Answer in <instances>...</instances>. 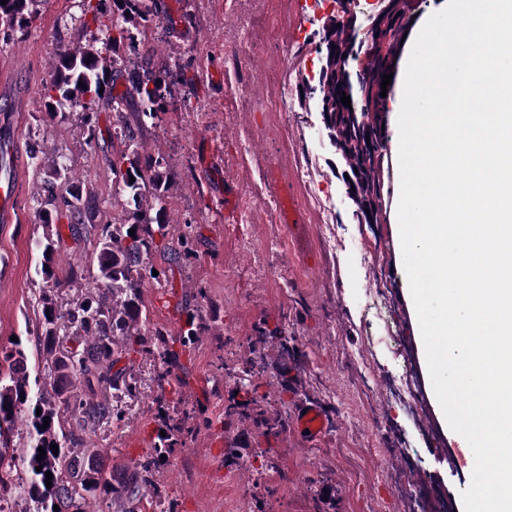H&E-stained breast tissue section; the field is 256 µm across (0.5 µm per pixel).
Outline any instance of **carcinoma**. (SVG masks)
Returning a JSON list of instances; mask_svg holds the SVG:
<instances>
[{
	"instance_id": "1",
	"label": "carcinoma",
	"mask_w": 512,
	"mask_h": 512,
	"mask_svg": "<svg viewBox=\"0 0 512 512\" xmlns=\"http://www.w3.org/2000/svg\"><path fill=\"white\" fill-rule=\"evenodd\" d=\"M38 0H6L0 4V33L8 38L34 24ZM83 12L92 14L96 31L88 33L83 23L85 42L59 53L51 82L42 92L43 112L51 118L73 106L87 112L103 103L112 108L117 118L112 138V174L122 184L123 198L112 199V208L120 210L112 222L86 224L84 217L98 210V196L93 185L75 176L72 169L56 157L41 151L30 153V160L42 174V193L36 199V213L44 227V249L41 274L47 281L59 283L55 270V242L62 239L60 224L67 228L77 243L93 237L100 287L79 302L63 308L45 293L38 302L41 332L38 334L40 359L45 362V381L31 378L28 358L19 348L0 350V489L8 486L16 470L12 444L13 430L21 406L32 401L41 415L31 412L27 477L23 493L40 504L37 512H88L90 501L107 496L115 500L133 501L140 487L150 482L154 462L137 464L116 475L106 467L101 453L88 445L80 431L88 422L98 423L111 417L122 419L121 411L110 405V392L129 394L127 368H115L122 355L139 346V351L152 354L159 364L171 363L168 332L156 327L148 336L140 333L147 321L148 309L142 299V267L146 260L158 256L177 264L194 254L192 239L185 232L171 244L177 225L171 223L172 174L161 153H151L143 141L142 117L152 119L165 111L174 99V88L181 84V71L170 65L171 57L153 49L138 52L135 58L125 56L124 47H134L131 30L147 35V28L160 21L158 0H82ZM118 16L120 29L112 34L113 16ZM107 28L105 41L97 33ZM352 57L341 51L336 56V74L329 82L331 93L337 94L350 70ZM124 90L116 92L118 82ZM370 122L375 147H370L363 128ZM328 137L341 146L340 156L355 179L353 202L380 212V149L385 132L379 113L335 112ZM135 234H129V230ZM259 342L280 347L288 356V336L283 329H262ZM218 369L236 383V391L250 393L255 380L263 378L265 362L262 353L230 362L221 360ZM253 399L230 398L224 405V423L265 425L277 435L285 428L287 417L280 409L273 416ZM190 416H167L155 445L157 455L174 453L190 432ZM48 426H43L44 422ZM58 445L53 454L51 445ZM46 451L37 460L38 447ZM42 471H36V467ZM53 475L51 487L45 485V472Z\"/></svg>"
}]
</instances>
